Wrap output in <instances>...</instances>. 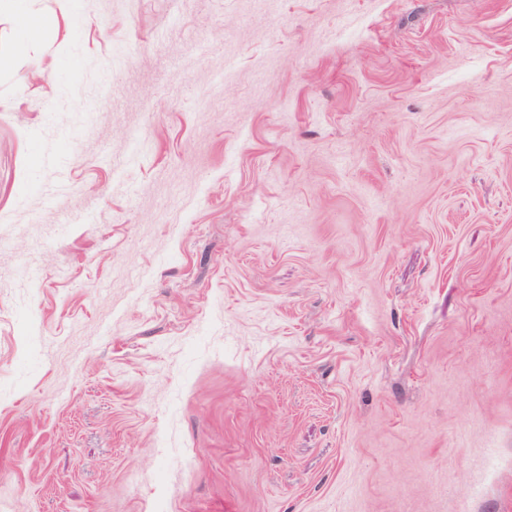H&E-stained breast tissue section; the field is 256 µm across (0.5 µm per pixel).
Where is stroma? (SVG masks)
<instances>
[{"instance_id": "35a3bbf8", "label": "stroma", "mask_w": 512, "mask_h": 512, "mask_svg": "<svg viewBox=\"0 0 512 512\" xmlns=\"http://www.w3.org/2000/svg\"><path fill=\"white\" fill-rule=\"evenodd\" d=\"M0 12V512H512V0Z\"/></svg>"}]
</instances>
